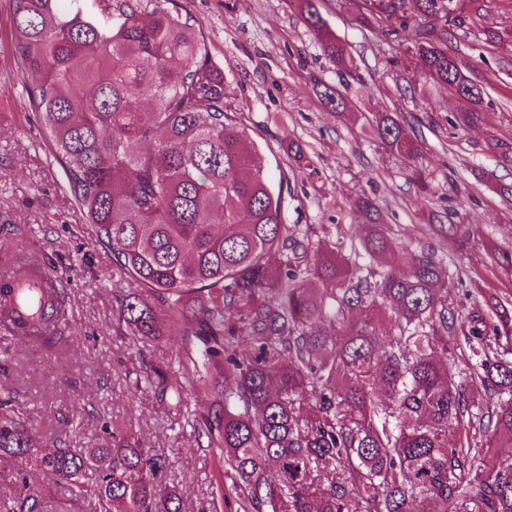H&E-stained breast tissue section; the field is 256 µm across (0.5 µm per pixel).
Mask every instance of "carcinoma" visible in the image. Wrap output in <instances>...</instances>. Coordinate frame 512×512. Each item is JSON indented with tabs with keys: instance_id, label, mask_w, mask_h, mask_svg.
Here are the masks:
<instances>
[{
	"instance_id": "cac0c4a2",
	"label": "carcinoma",
	"mask_w": 512,
	"mask_h": 512,
	"mask_svg": "<svg viewBox=\"0 0 512 512\" xmlns=\"http://www.w3.org/2000/svg\"><path fill=\"white\" fill-rule=\"evenodd\" d=\"M12 2V51L46 143L96 242L143 288L119 321L134 337L177 325L187 385L214 398L194 418L232 479L212 512H512V454L496 452L512 448V308L448 307L459 270L394 237L367 197L356 201L365 234L346 253L284 223L283 185L170 0ZM410 3L437 21L416 27L420 74L459 99L454 126L482 124L484 89L448 50V28L473 24L466 0H363L357 12L405 32ZM291 4L351 68L317 0ZM372 125L391 153L415 154L392 115ZM459 342L461 365L448 359ZM144 385L179 401L187 386L158 366ZM104 434L92 448L38 451L1 413L0 464L19 466L0 512H48L27 483L31 460L61 488L53 512H182L165 459L124 430Z\"/></svg>"
}]
</instances>
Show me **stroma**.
Wrapping results in <instances>:
<instances>
[{
    "instance_id": "35a3bbf8",
    "label": "stroma",
    "mask_w": 512,
    "mask_h": 512,
    "mask_svg": "<svg viewBox=\"0 0 512 512\" xmlns=\"http://www.w3.org/2000/svg\"><path fill=\"white\" fill-rule=\"evenodd\" d=\"M205 37L224 72V102L267 159L272 180L287 176L285 223L310 226L318 237L355 242L364 220L355 207L369 195L397 234L434 246L440 261L460 267L462 286L450 307L481 302L512 307V270L496 253L512 251V201L498 190L512 184V162L496 140L512 144V48L495 47L477 30L461 40L460 60L491 106L482 125L452 127L460 103L447 86L419 77L413 32L400 39L362 24L352 0H320L319 9L353 60L345 71L329 59L288 0H175ZM12 0H0V272L18 276L30 262L67 278L68 328L53 348L0 337V401L45 443L87 448L103 423L136 434L168 463L185 512H210L224 478L222 452L192 425L209 401L188 390L183 401L142 388L156 364L180 383L185 343L171 329L133 341L117 321L137 283L116 274L111 253L96 243L31 111L10 48ZM340 88L344 111L324 104L323 86ZM388 112L418 147L414 157L391 154L359 113ZM302 145L294 162L289 143ZM429 170L426 191L409 180ZM468 225L471 242L433 235L430 215Z\"/></svg>"
}]
</instances>
